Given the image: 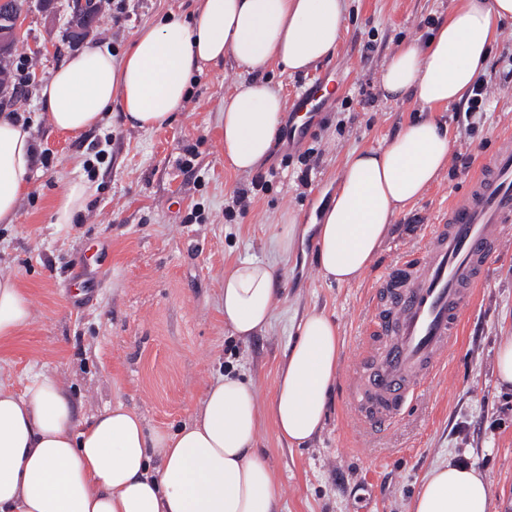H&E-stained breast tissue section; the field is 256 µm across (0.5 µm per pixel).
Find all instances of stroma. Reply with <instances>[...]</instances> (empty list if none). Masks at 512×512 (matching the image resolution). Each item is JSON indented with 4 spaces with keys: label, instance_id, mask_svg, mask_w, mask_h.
Instances as JSON below:
<instances>
[{
    "label": "stroma",
    "instance_id": "stroma-1",
    "mask_svg": "<svg viewBox=\"0 0 512 512\" xmlns=\"http://www.w3.org/2000/svg\"><path fill=\"white\" fill-rule=\"evenodd\" d=\"M39 9L23 23L15 57H29L39 81L70 54L63 32ZM455 0H344L347 25L335 50L307 72L277 65L258 72L283 101L269 156L250 173L224 160V99L246 81L231 60L192 79L193 94L166 125L130 127L120 112L82 137L55 131L37 93L20 100L39 151L34 188L21 219L0 224V274L18 278L37 317L0 345V369L17 381L48 368L83 422L116 404L164 433L195 415L206 381L225 372L249 379L270 401L277 369L303 317L326 314L342 350L322 430L306 446L279 440L264 420L259 446L282 486L280 512H409L427 470L443 460L473 465L488 478L491 512H512V388L500 385L496 354L512 336V236L488 264L447 364L386 430L359 422L347 400L352 359L367 349L377 278L420 253L431 225L471 176L512 135V21L502 22L483 72L489 102L464 117L435 110L454 139L439 181L394 220L364 276L339 285L318 266L317 225L336 193L347 156L376 148L415 116L411 97H386L381 75L402 44L425 40ZM200 0H105L93 41L122 54L133 33L176 13L194 19ZM331 85L313 126L288 137L295 101ZM95 193L75 223L52 222L66 184ZM295 227L281 254L276 235ZM275 263L279 301L264 332L243 342L224 322L221 283L239 261Z\"/></svg>",
    "mask_w": 512,
    "mask_h": 512
}]
</instances>
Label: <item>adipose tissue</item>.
I'll use <instances>...</instances> for the list:
<instances>
[{
  "instance_id": "obj_1",
  "label": "adipose tissue",
  "mask_w": 512,
  "mask_h": 512,
  "mask_svg": "<svg viewBox=\"0 0 512 512\" xmlns=\"http://www.w3.org/2000/svg\"><path fill=\"white\" fill-rule=\"evenodd\" d=\"M512 0H456L446 22L422 42L396 50L382 72L387 94H409L422 112L383 147L351 154L318 228L317 262L339 284L363 277L394 218L444 171L452 150L431 109L463 101L483 68ZM343 0H202L194 21L172 13L140 29L124 55L87 42L40 85L52 127L78 136L112 111L153 129L184 109L190 79L231 59L246 72L270 62L308 69L336 47ZM284 108L262 81L244 83L224 102V156L240 172L270 153ZM30 125L0 113V224L17 223L33 185ZM273 264L243 260L224 273V321L246 341L269 325L278 303ZM29 292L0 276V341L34 322ZM341 339L335 323L312 312L277 371L268 407L238 374L207 383L193 420L149 433L141 416L116 405L76 421L60 381L43 372L15 388L0 372V512H277L282 488L257 446L263 414L291 446L323 427ZM491 490L476 467L450 461L426 473L410 512H490Z\"/></svg>"
}]
</instances>
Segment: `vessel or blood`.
I'll list each match as a JSON object with an SVG mask.
<instances>
[{
  "mask_svg": "<svg viewBox=\"0 0 512 512\" xmlns=\"http://www.w3.org/2000/svg\"><path fill=\"white\" fill-rule=\"evenodd\" d=\"M512 228V138H504L430 229L421 254L391 265L371 305L380 342L354 362L349 397L361 421L384 428L437 373L485 280L490 258Z\"/></svg>",
  "mask_w": 512,
  "mask_h": 512,
  "instance_id": "b4317fda",
  "label": "vessel or blood"
}]
</instances>
